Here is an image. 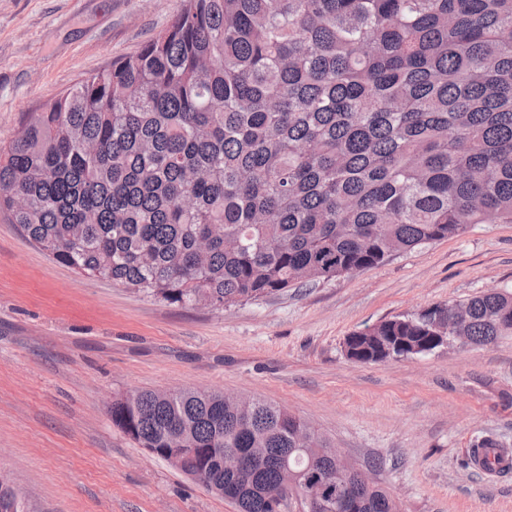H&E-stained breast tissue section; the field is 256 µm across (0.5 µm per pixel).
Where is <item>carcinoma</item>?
Masks as SVG:
<instances>
[{
  "label": "carcinoma",
  "instance_id": "cac0c4a2",
  "mask_svg": "<svg viewBox=\"0 0 512 512\" xmlns=\"http://www.w3.org/2000/svg\"><path fill=\"white\" fill-rule=\"evenodd\" d=\"M0 213L80 275L214 310L512 224V0H181L136 53L26 113L0 147ZM459 304L354 330L346 355L512 336V290ZM111 416L238 512L314 482L326 512H401L257 396L118 392ZM0 512H25L1 476Z\"/></svg>",
  "mask_w": 512,
  "mask_h": 512
}]
</instances>
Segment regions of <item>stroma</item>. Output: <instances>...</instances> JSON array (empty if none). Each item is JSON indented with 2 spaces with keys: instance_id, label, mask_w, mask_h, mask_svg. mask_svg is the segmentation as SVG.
<instances>
[{
  "instance_id": "obj_1",
  "label": "stroma",
  "mask_w": 512,
  "mask_h": 512,
  "mask_svg": "<svg viewBox=\"0 0 512 512\" xmlns=\"http://www.w3.org/2000/svg\"><path fill=\"white\" fill-rule=\"evenodd\" d=\"M181 0H0V145L26 112L134 53ZM512 286V224L312 288L221 310L176 307L51 261L0 215V475L27 512H237L112 424V395L202 388L308 420L403 512H512V472L467 466L512 448V336L358 364L345 336Z\"/></svg>"
}]
</instances>
